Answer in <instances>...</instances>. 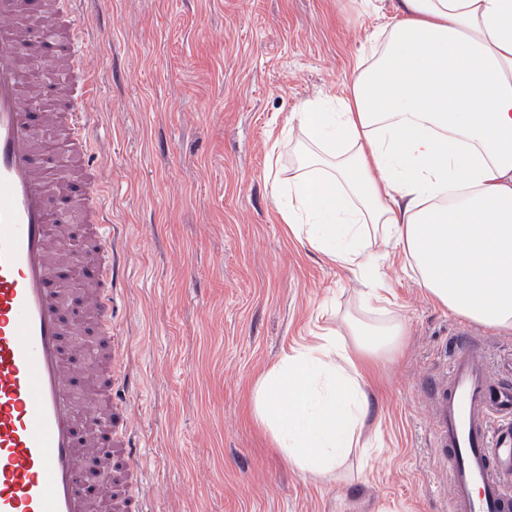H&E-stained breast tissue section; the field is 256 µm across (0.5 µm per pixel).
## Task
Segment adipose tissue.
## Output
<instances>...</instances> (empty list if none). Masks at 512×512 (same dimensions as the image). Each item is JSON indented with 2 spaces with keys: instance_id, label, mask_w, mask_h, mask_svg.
<instances>
[{
  "instance_id": "adipose-tissue-1",
  "label": "adipose tissue",
  "mask_w": 512,
  "mask_h": 512,
  "mask_svg": "<svg viewBox=\"0 0 512 512\" xmlns=\"http://www.w3.org/2000/svg\"><path fill=\"white\" fill-rule=\"evenodd\" d=\"M303 143L283 223L389 302L376 247L401 246L427 294L512 329V0H400L340 94L302 103ZM354 336L347 349L341 334ZM401 322L348 316L285 355L254 390L257 421L298 470L339 468L368 402L361 358L391 353Z\"/></svg>"
}]
</instances>
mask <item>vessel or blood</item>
Here are the masks:
<instances>
[{"label": "vessel or blood", "mask_w": 512, "mask_h": 512, "mask_svg": "<svg viewBox=\"0 0 512 512\" xmlns=\"http://www.w3.org/2000/svg\"><path fill=\"white\" fill-rule=\"evenodd\" d=\"M65 0L48 39L65 38L70 57L67 106L44 114L63 127L83 167L79 216L93 253L53 249L61 230L49 210L48 182L33 158L36 129L28 104L40 80L15 46L24 38L23 0L0 5V512H144L125 489L136 466L126 440L130 415L112 397V223L103 202L87 109L97 92L90 48L78 35L76 6ZM88 277L99 338L85 365L68 363L57 269ZM97 374L98 402L80 404L75 380ZM422 391L435 419L436 445L448 461L450 512H512V385L492 377L470 335L457 338L447 370ZM115 471L109 495L88 494L79 479L88 449Z\"/></svg>", "instance_id": "vessel-or-blood-1"}]
</instances>
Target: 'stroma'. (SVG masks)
<instances>
[{
	"label": "stroma",
	"mask_w": 512,
	"mask_h": 512,
	"mask_svg": "<svg viewBox=\"0 0 512 512\" xmlns=\"http://www.w3.org/2000/svg\"><path fill=\"white\" fill-rule=\"evenodd\" d=\"M396 0H103L88 6L100 94L89 108L115 242L113 370L135 420L133 488L153 512H449L423 381L459 330L486 368L512 366V330L433 301L400 249L384 261L407 332L368 362L363 436L345 466L306 475L254 416L259 379L359 312L355 275L278 216L297 107L338 93Z\"/></svg>",
	"instance_id": "35a3bbf8"
}]
</instances>
